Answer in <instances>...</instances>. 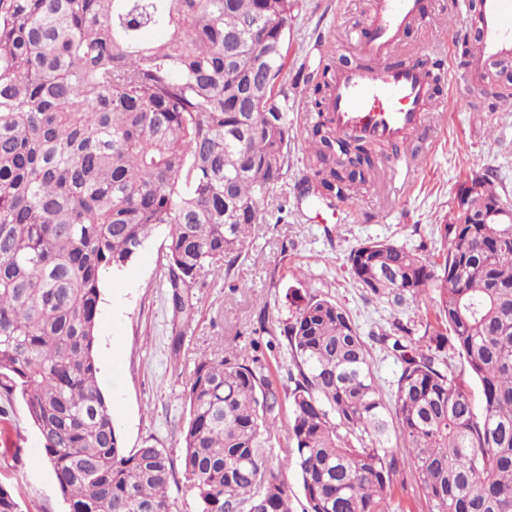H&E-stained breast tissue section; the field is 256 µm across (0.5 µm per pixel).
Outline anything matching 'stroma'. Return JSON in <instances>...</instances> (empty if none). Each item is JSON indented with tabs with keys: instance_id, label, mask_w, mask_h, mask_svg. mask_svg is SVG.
I'll return each mask as SVG.
<instances>
[{
	"instance_id": "stroma-1",
	"label": "stroma",
	"mask_w": 512,
	"mask_h": 512,
	"mask_svg": "<svg viewBox=\"0 0 512 512\" xmlns=\"http://www.w3.org/2000/svg\"><path fill=\"white\" fill-rule=\"evenodd\" d=\"M298 3L281 80L294 121L288 177L264 206L229 274L200 275L191 290L195 318L179 329L163 281L165 227L156 228L125 267L103 275L95 354L125 452L150 442L180 457L184 387L202 356L244 351L259 342L274 383L287 390L295 367L283 329L295 290L332 298L350 314L368 342L379 385L393 392L401 364L375 336L391 331L394 313L351 277V249L368 240H390L443 261L448 244L440 226L452 218L461 184L475 175L488 176L512 206V99L478 94L472 83H459L454 91L441 83L434 92L432 140L418 137L408 144L423 162L404 188L391 192L384 170L374 168L373 184L360 186L353 203L339 204L338 217L316 218L311 194L298 184L306 162L303 118L315 109L309 88L324 65L339 57L359 62L347 35L364 30L373 7L369 0ZM423 4L428 14L448 17L450 24L407 28L399 54L425 49L435 67L462 73L473 50L466 14L457 0ZM458 91L469 99V108L457 105ZM177 334L182 346L175 353L171 342ZM41 448L20 397L0 393V482L15 488L24 512H68Z\"/></svg>"
}]
</instances>
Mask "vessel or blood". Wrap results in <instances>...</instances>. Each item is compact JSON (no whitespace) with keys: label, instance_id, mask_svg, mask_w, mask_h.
I'll use <instances>...</instances> for the list:
<instances>
[{"label":"vessel or blood","instance_id":"obj_1","mask_svg":"<svg viewBox=\"0 0 512 512\" xmlns=\"http://www.w3.org/2000/svg\"><path fill=\"white\" fill-rule=\"evenodd\" d=\"M462 5L474 9L480 36L466 71L480 80L493 64L512 57V0H462ZM421 18L420 0H377L370 34L356 42L367 62L340 71L328 99L327 116L338 135L397 144L423 132L433 88L448 73L414 59L388 62L399 48L401 32Z\"/></svg>","mask_w":512,"mask_h":512}]
</instances>
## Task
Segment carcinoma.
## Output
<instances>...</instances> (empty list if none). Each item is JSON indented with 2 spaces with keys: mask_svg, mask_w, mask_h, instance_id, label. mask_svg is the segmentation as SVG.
I'll list each match as a JSON object with an SVG mask.
<instances>
[{
  "mask_svg": "<svg viewBox=\"0 0 512 512\" xmlns=\"http://www.w3.org/2000/svg\"><path fill=\"white\" fill-rule=\"evenodd\" d=\"M298 0H0V391L19 394L69 512H171L174 460L152 443L127 454L99 386L102 275L165 225L174 320L190 290L241 253L288 175L291 124L277 102ZM161 26L167 38L146 43ZM236 33L232 45L224 36ZM314 190L341 201L387 147L307 125ZM471 186L444 262L390 241L348 256L370 297L403 315L429 288L448 333L397 320L379 341L401 373L387 397L370 351L335 301L294 292L285 325L297 377L285 460L268 463L280 397L257 355L204 357L185 389L180 465L201 512H392L405 468L428 512H512V223ZM452 350L479 390L447 361ZM0 512H22L0 483Z\"/></svg>",
  "mask_w": 512,
  "mask_h": 512,
  "instance_id": "cac0c4a2",
  "label": "carcinoma"
}]
</instances>
